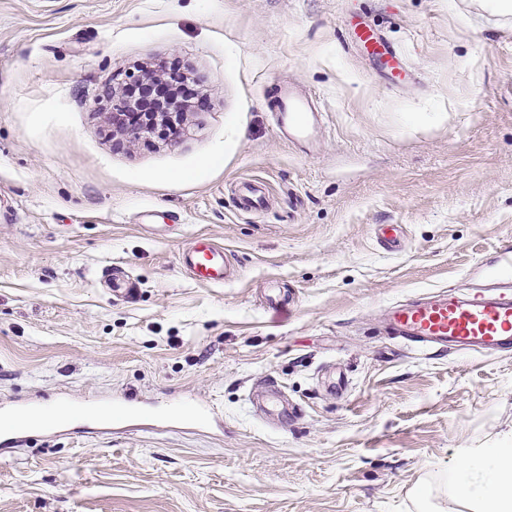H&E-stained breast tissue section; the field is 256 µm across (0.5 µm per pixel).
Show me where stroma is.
I'll list each match as a JSON object with an SVG mask.
<instances>
[{
  "label": "stroma",
  "instance_id": "stroma-1",
  "mask_svg": "<svg viewBox=\"0 0 512 512\" xmlns=\"http://www.w3.org/2000/svg\"><path fill=\"white\" fill-rule=\"evenodd\" d=\"M367 26L399 70L355 41ZM175 60L208 107L163 140L114 133L105 84ZM288 84L322 113L306 146L277 125ZM252 181L265 204L245 211ZM200 234L233 281L181 267ZM507 246L512 8L0 0V411L133 392L152 413L29 429L0 451V512L447 505L463 450L512 445V352L411 344L384 313L489 287ZM115 266L133 284L117 297ZM269 383L287 421L253 404ZM182 401L213 423L167 421Z\"/></svg>",
  "mask_w": 512,
  "mask_h": 512
}]
</instances>
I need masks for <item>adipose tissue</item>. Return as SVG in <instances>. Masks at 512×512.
Masks as SVG:
<instances>
[{
  "label": "adipose tissue",
  "instance_id": "adipose-tissue-1",
  "mask_svg": "<svg viewBox=\"0 0 512 512\" xmlns=\"http://www.w3.org/2000/svg\"><path fill=\"white\" fill-rule=\"evenodd\" d=\"M448 512H512V447L477 448L448 472Z\"/></svg>",
  "mask_w": 512,
  "mask_h": 512
}]
</instances>
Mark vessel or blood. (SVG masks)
Listing matches in <instances>:
<instances>
[{"mask_svg": "<svg viewBox=\"0 0 512 512\" xmlns=\"http://www.w3.org/2000/svg\"><path fill=\"white\" fill-rule=\"evenodd\" d=\"M277 115L281 130L291 141H311L319 111L309 98L293 89H282ZM179 262L191 278L210 286L224 285L235 277L223 248L205 236L195 238L183 249ZM386 317L391 335L414 343L480 353L512 351V296L495 288L421 297L390 306ZM43 411L50 426L63 423L69 415L83 419L99 411L116 422L147 414L133 394L104 402L96 409L56 400L46 403Z\"/></svg>", "mask_w": 512, "mask_h": 512, "instance_id": "vessel-or-blood-1", "label": "vessel or blood"}]
</instances>
